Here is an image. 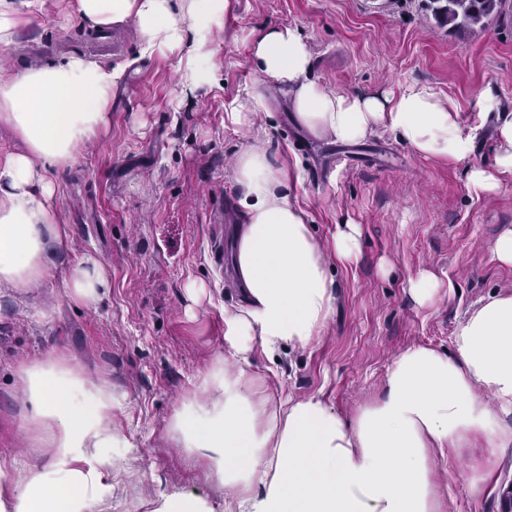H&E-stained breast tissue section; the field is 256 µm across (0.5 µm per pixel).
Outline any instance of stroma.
Instances as JSON below:
<instances>
[{
	"instance_id": "stroma-1",
	"label": "stroma",
	"mask_w": 512,
	"mask_h": 512,
	"mask_svg": "<svg viewBox=\"0 0 512 512\" xmlns=\"http://www.w3.org/2000/svg\"><path fill=\"white\" fill-rule=\"evenodd\" d=\"M289 26L305 38L314 79L329 91L397 92L428 83L458 109L463 132H476L469 161L424 157L399 136L379 131L341 144L312 134L295 118L287 92L260 77L250 34ZM211 82L188 92L174 57L140 56L132 22L94 31L59 26L57 0L22 27L0 66L37 67L80 52L123 67L112 92L109 127L82 145L56 177L55 205L64 242L49 250L51 274L25 292L0 290V454L18 465L50 466L29 425L23 366L56 355L108 381L123 398L113 424L135 449L104 454L132 480L112 488V512H153L162 495L192 492L214 512L224 487L208 459L179 448L167 424L224 350V314L239 302L234 282L235 226L224 229V263L212 256L215 211L237 201L234 162L251 137L231 124L228 105L260 97L257 122L274 160L288 172V196L307 214L321 243L357 224L358 254L329 268L336 303L320 339L278 359L256 353L252 371L272 398L325 397L344 418L380 392L393 358L414 345L452 353L466 314L495 295L512 294V265L493 249L512 230V178L476 195L469 165L493 163L496 113L478 95L493 87L512 110V18L472 32L439 25L424 0H229ZM98 259L107 286L95 304L73 298L66 281L85 257ZM437 274L442 296L418 304L409 283ZM209 298L194 304L188 285ZM448 483L446 512H500L512 484V447L479 438L436 462ZM487 475L480 490L472 478Z\"/></svg>"
}]
</instances>
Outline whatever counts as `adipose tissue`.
<instances>
[{
    "mask_svg": "<svg viewBox=\"0 0 512 512\" xmlns=\"http://www.w3.org/2000/svg\"><path fill=\"white\" fill-rule=\"evenodd\" d=\"M229 0H68L82 25L132 22L141 55L176 57L179 83L210 82L219 46L212 37ZM45 0H0V53L40 13ZM254 56L264 80L288 86L290 105L315 134L358 142L383 129L422 156L464 160L473 151L457 113L430 85L395 94L328 91L310 79L312 54L296 29L269 26ZM121 70L71 53L38 67L0 69V125L20 149L0 154V288L23 291L45 278L49 246L61 241L55 175L108 126ZM242 217L233 258L240 293L224 317L227 349L169 422L181 447L204 452L225 488L224 512H444L433 464L462 441L512 446L499 415L512 412V295L472 310L452 338V354L417 345L390 364L381 395L345 420L325 399L272 400L247 367L255 351L305 348L322 335L335 301L330 259H354V228L332 248L313 235L284 191L287 174L263 140L234 164ZM512 176V113L499 117L492 167L473 166L476 194ZM32 425L46 432L55 467L18 468L0 457V512H87L105 505V448L130 447L113 428L120 401L73 362L46 360L23 371Z\"/></svg>",
    "mask_w": 512,
    "mask_h": 512,
    "instance_id": "ef3b65f1",
    "label": "adipose tissue"
}]
</instances>
